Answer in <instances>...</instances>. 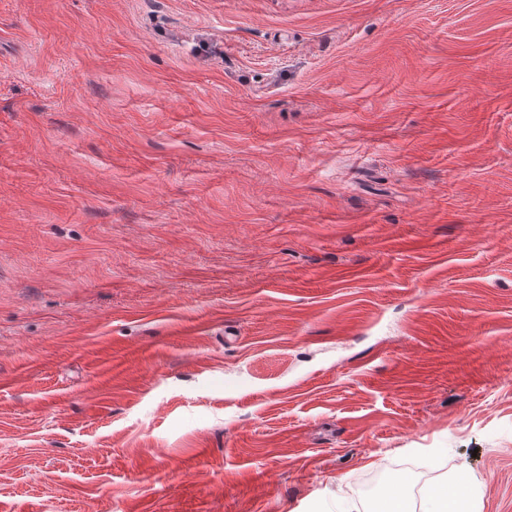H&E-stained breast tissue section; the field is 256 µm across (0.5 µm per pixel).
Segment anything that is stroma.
I'll list each match as a JSON object with an SVG mask.
<instances>
[{
    "label": "stroma",
    "instance_id": "1",
    "mask_svg": "<svg viewBox=\"0 0 512 512\" xmlns=\"http://www.w3.org/2000/svg\"><path fill=\"white\" fill-rule=\"evenodd\" d=\"M461 469L512 512V0H0V512Z\"/></svg>",
    "mask_w": 512,
    "mask_h": 512
}]
</instances>
